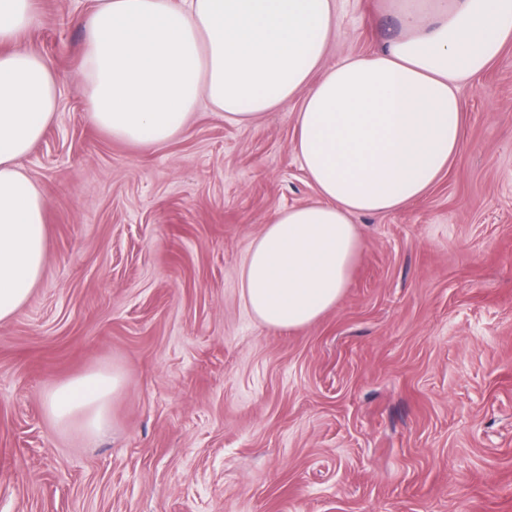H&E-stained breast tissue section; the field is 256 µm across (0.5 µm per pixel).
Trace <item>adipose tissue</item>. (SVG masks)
<instances>
[{"mask_svg": "<svg viewBox=\"0 0 512 512\" xmlns=\"http://www.w3.org/2000/svg\"><path fill=\"white\" fill-rule=\"evenodd\" d=\"M399 33L382 52L323 65L336 0H93L81 73L90 117L113 138L173 140L200 99L249 125L301 98L293 149L318 202L282 210L252 241L242 298L267 328L312 324L336 305L361 250L353 218L421 198L462 143L459 83L512 41V0H393ZM35 0H0V322L40 282L44 192L19 167L58 110L57 74L20 46ZM119 370L56 384L44 409L93 439L111 422Z\"/></svg>", "mask_w": 512, "mask_h": 512, "instance_id": "ef3b65f1", "label": "adipose tissue"}]
</instances>
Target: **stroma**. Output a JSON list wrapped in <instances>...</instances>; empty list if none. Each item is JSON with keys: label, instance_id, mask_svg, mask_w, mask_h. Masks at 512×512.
Wrapping results in <instances>:
<instances>
[{"label": "stroma", "instance_id": "35a3bbf8", "mask_svg": "<svg viewBox=\"0 0 512 512\" xmlns=\"http://www.w3.org/2000/svg\"><path fill=\"white\" fill-rule=\"evenodd\" d=\"M22 36L60 76L20 159L47 197L44 275L0 323V512H512V43L460 84L463 143L421 199L360 214L336 306L276 331L241 298L252 241L318 193L299 101L248 126L201 102L134 146L88 114L84 0H36ZM325 67L379 52L392 0H339ZM119 369L95 439L54 384Z\"/></svg>", "mask_w": 512, "mask_h": 512}]
</instances>
